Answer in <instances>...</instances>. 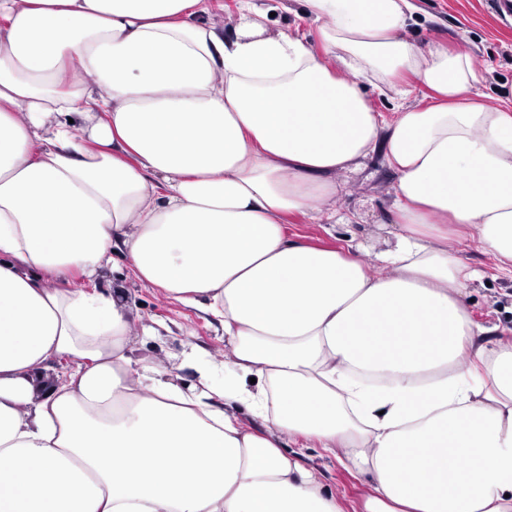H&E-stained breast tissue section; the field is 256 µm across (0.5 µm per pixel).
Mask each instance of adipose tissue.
<instances>
[{"label": "adipose tissue", "instance_id": "adipose-tissue-1", "mask_svg": "<svg viewBox=\"0 0 512 512\" xmlns=\"http://www.w3.org/2000/svg\"><path fill=\"white\" fill-rule=\"evenodd\" d=\"M303 4L319 43L250 0L230 38L207 0H0V512H342L285 435L367 476L365 512H512V338L448 234L512 274V101L409 41L411 0ZM407 76L429 94L385 122L361 83ZM378 150L377 265L289 237ZM121 265L226 362L134 358Z\"/></svg>", "mask_w": 512, "mask_h": 512}]
</instances>
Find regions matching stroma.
<instances>
[{
  "label": "stroma",
  "mask_w": 512,
  "mask_h": 512,
  "mask_svg": "<svg viewBox=\"0 0 512 512\" xmlns=\"http://www.w3.org/2000/svg\"><path fill=\"white\" fill-rule=\"evenodd\" d=\"M269 13V27L315 42L319 24L303 13L301 0H252ZM419 22L407 33L410 41L425 45L441 42L449 46L466 45L473 56L475 68L482 74V93L499 97L512 89V18L500 17L493 0H413ZM372 108L386 120H393L404 105L423 100V87L408 83L402 92L367 87ZM396 180L382 154L371 155L358 170L341 180L334 206L343 216L340 224H313L304 216L291 217L290 235L317 246L343 248L359 245L366 262H374L381 251L394 242L401 227L394 222L390 189ZM458 258L465 264L482 269L484 277L472 283L465 303L473 320L492 328L494 337L512 336V277L494 269L492 259L478 250L472 241L454 242ZM129 305L137 322H162L170 331L162 340L145 341L141 357L169 366H178V353L185 343H193L210 356L223 358V330L213 318L196 310L166 300L157 289L129 278L124 282ZM302 462L314 469L324 484L339 499L343 512H362L367 492L362 476L340 465L317 445L304 449Z\"/></svg>",
  "instance_id": "35a3bbf8"
}]
</instances>
